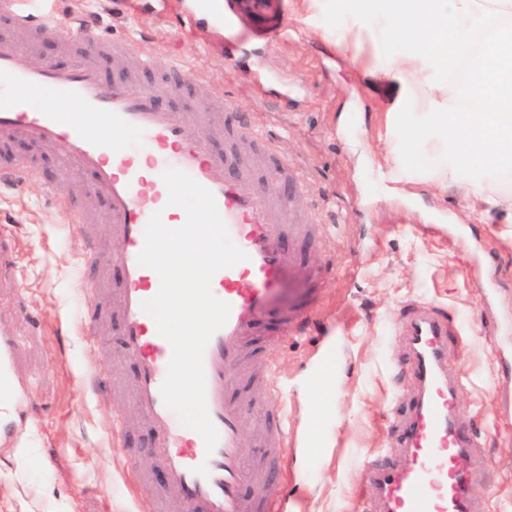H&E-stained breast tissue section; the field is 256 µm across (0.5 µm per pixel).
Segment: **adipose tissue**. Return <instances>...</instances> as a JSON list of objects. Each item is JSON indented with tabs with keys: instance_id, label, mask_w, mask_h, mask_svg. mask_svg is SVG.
Returning <instances> with one entry per match:
<instances>
[{
	"instance_id": "1",
	"label": "adipose tissue",
	"mask_w": 512,
	"mask_h": 512,
	"mask_svg": "<svg viewBox=\"0 0 512 512\" xmlns=\"http://www.w3.org/2000/svg\"><path fill=\"white\" fill-rule=\"evenodd\" d=\"M330 12L325 40L357 60L386 104L379 163L397 194L455 184L471 224L512 223V0H295L300 20ZM487 35L472 55L477 31Z\"/></svg>"
}]
</instances>
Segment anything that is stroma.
I'll use <instances>...</instances> for the list:
<instances>
[{
  "label": "stroma",
  "mask_w": 512,
  "mask_h": 512,
  "mask_svg": "<svg viewBox=\"0 0 512 512\" xmlns=\"http://www.w3.org/2000/svg\"><path fill=\"white\" fill-rule=\"evenodd\" d=\"M293 3L269 0L258 15L247 0H219L223 25L202 21L195 34L176 22L190 0H166L131 19L110 0L55 6L92 17L102 36L124 42L123 55L102 57L103 79L137 74L152 85L142 69L152 46L221 84L244 120L275 136L302 170L309 189L293 195L295 208L321 213L328 226L322 251L333 256L334 273L303 330L270 354L288 386L296 438L313 406L307 380L318 355L328 344L339 352L319 460L304 473L298 449L285 448V468L270 486L278 512H370L368 464L399 459L395 400L415 389L398 322L428 301L459 330L448 368L459 376L460 416L480 442L478 512H512V372L502 371L497 355L512 351V224H468L456 236L448 227L465 206L456 189L418 198L390 192L377 166L381 101L319 29L306 32L292 17ZM17 151L19 168L34 175L0 184V246L14 258L0 274V327L11 333L20 392L0 417L13 432L0 443V512H156L157 495H130L123 453L106 451L109 417L131 413L125 372L113 370L105 392L76 384L99 354L80 331L79 242L43 187L57 176L55 160L47 150ZM300 251L310 260L322 252ZM489 285L497 290L490 310L481 301Z\"/></svg>",
  "instance_id": "obj_1"
}]
</instances>
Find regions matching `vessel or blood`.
I'll return each instance as SVG.
<instances>
[{
  "label": "vessel or blood",
  "mask_w": 512,
  "mask_h": 512,
  "mask_svg": "<svg viewBox=\"0 0 512 512\" xmlns=\"http://www.w3.org/2000/svg\"><path fill=\"white\" fill-rule=\"evenodd\" d=\"M0 21L34 38L54 36L77 46L64 66L20 65L29 45L0 40V178L17 176L9 152L18 139L55 151L61 181L50 193L61 198L69 215H77L84 195L107 201L105 229L75 227L82 244L87 301L81 330L93 349L107 347L112 332L121 344L114 356L130 369L131 408L149 427L150 451L161 487L167 488L164 512H272L267 481L283 469L286 445L285 408L267 410L257 439L264 453L260 466L247 463L242 432L243 407L232 395L242 378L267 398L282 397L283 387L270 363L255 360L254 338L274 323L268 340L276 347L284 335L300 332L315 308L306 297L276 311L272 299L283 280L319 285L329 264L315 265L293 251L291 242L321 246L326 225L299 214L282 193L296 181L297 166L274 139L238 122L224 90L201 84L181 63H158L156 51L143 55L146 70L157 73L162 90L189 95V102L160 105L157 92L136 78L104 81L95 58L121 48L101 39L76 14L34 15L23 0H0ZM160 89V90H161ZM247 142L252 157L244 160L215 149L221 139ZM174 168L209 190L230 239L247 258L218 271L214 295L230 306L227 323L209 341L203 357L206 404L219 438L207 449L202 436L185 427L164 403L161 386L172 357L170 343L159 335L142 304L160 288V278L138 263L145 228L153 214L165 226L181 227L184 210L169 205L162 179ZM90 174L89 183H71L70 173ZM117 273L107 284L100 272ZM418 392L399 407L404 463L375 460L369 481L376 490V512H477L473 458L475 434L457 410V384L445 367L452 330L434 304L407 315L402 327ZM12 343L0 331V390L14 393L10 375ZM250 496H242L243 486Z\"/></svg>",
  "instance_id": "obj_1"
}]
</instances>
